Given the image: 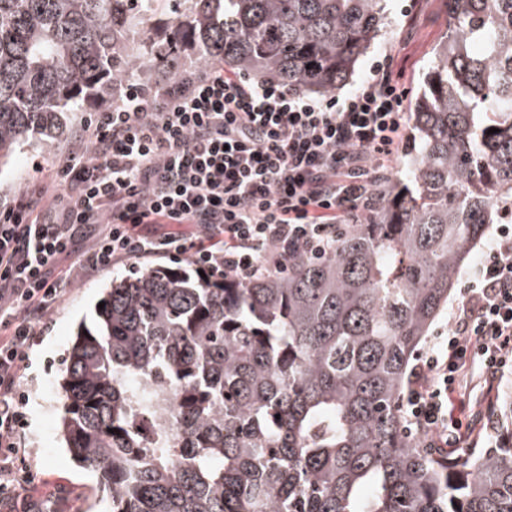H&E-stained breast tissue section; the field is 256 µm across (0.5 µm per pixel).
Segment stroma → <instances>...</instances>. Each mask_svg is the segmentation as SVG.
<instances>
[{"label":"stroma","mask_w":512,"mask_h":512,"mask_svg":"<svg viewBox=\"0 0 512 512\" xmlns=\"http://www.w3.org/2000/svg\"><path fill=\"white\" fill-rule=\"evenodd\" d=\"M386 10L390 22L360 61L347 92L362 88L373 63L386 55L412 92H419L433 49L448 30L446 0H387ZM97 109L92 103L87 112L67 113L66 134L52 146L24 145L9 165L0 168V196L49 179L57 159L72 149L88 112ZM147 263V258L134 257L63 284L58 307L33 345L29 365L19 379L20 390L29 397L23 445L31 480L16 487L11 501L0 504V512H24L28 507L36 512H112L108 492L63 444L62 368L78 327L93 325L94 307L104 288Z\"/></svg>","instance_id":"stroma-1"}]
</instances>
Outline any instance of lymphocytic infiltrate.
<instances>
[{
  "mask_svg": "<svg viewBox=\"0 0 512 512\" xmlns=\"http://www.w3.org/2000/svg\"><path fill=\"white\" fill-rule=\"evenodd\" d=\"M410 90L390 57L361 90L313 98L223 67L182 69L170 83L116 82L55 179L0 201V498L21 467L25 395L18 380L63 281L140 255H188L203 272L249 282L288 259L323 256L366 205L407 139ZM190 224L191 238L134 235ZM81 267L62 272L79 239ZM487 395L454 415L470 369ZM512 379V223L496 225L448 322L411 370L402 407L431 454L467 444L512 446L497 396Z\"/></svg>",
  "mask_w": 512,
  "mask_h": 512,
  "instance_id": "lymphocytic-infiltrate-1",
  "label": "lymphocytic infiltrate"
}]
</instances>
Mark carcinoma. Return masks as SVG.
<instances>
[{
	"mask_svg": "<svg viewBox=\"0 0 512 512\" xmlns=\"http://www.w3.org/2000/svg\"><path fill=\"white\" fill-rule=\"evenodd\" d=\"M167 2L0 0V164L161 55L337 91L386 21L384 0H178L157 18ZM448 14L407 174L335 251L248 283L155 265L106 289L66 358L61 427L112 512H512V447L453 467L400 407L461 266L512 209V0Z\"/></svg>",
	"mask_w": 512,
	"mask_h": 512,
	"instance_id": "cac0c4a2",
	"label": "carcinoma"
}]
</instances>
